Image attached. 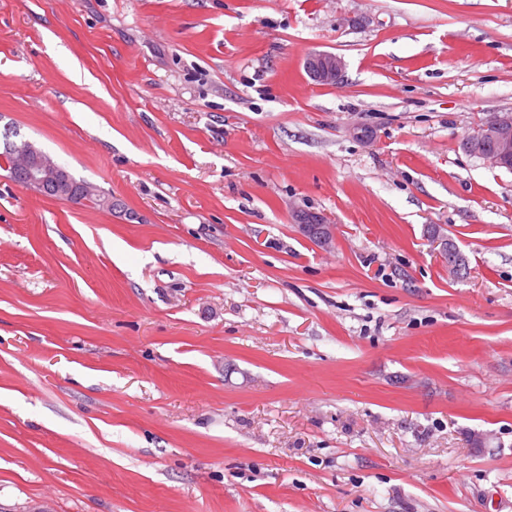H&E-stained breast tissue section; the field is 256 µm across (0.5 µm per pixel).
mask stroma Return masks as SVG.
Listing matches in <instances>:
<instances>
[{
  "label": "stroma",
  "mask_w": 512,
  "mask_h": 512,
  "mask_svg": "<svg viewBox=\"0 0 512 512\" xmlns=\"http://www.w3.org/2000/svg\"><path fill=\"white\" fill-rule=\"evenodd\" d=\"M493 112L512 0H0V132L115 203L0 176V512H512ZM305 68L311 77L322 85L334 86L343 77L344 62L334 54H310L305 59ZM463 147L491 167L512 172V114L490 115ZM296 227L302 236L310 239L322 248H329L333 244L332 226L324 224L318 217L306 215ZM436 241H440L441 248L439 253L443 261L448 265V271L454 276L463 275L468 269V262L464 253L460 249L453 247L447 238H437Z\"/></svg>",
  "instance_id": "1"
}]
</instances>
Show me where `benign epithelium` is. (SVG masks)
Segmentation results:
<instances>
[{"label": "benign epithelium", "mask_w": 512, "mask_h": 512, "mask_svg": "<svg viewBox=\"0 0 512 512\" xmlns=\"http://www.w3.org/2000/svg\"><path fill=\"white\" fill-rule=\"evenodd\" d=\"M305 68L318 83L334 86L343 77L344 62L334 54L313 53L305 59ZM463 147L488 165L512 172V114L490 115L478 132L464 142ZM0 170L6 172L12 182L36 195H45L46 187L51 184L65 192L77 193L79 200L95 196L108 212L114 206L112 197L93 184L74 189L68 173L28 140H19L8 153L0 156ZM297 229L302 236L322 248L333 244L332 226L316 217L304 216ZM440 244V256L448 265V271L455 276L463 275L468 269L464 253L453 247L446 238L440 240Z\"/></svg>", "instance_id": "obj_1"}]
</instances>
